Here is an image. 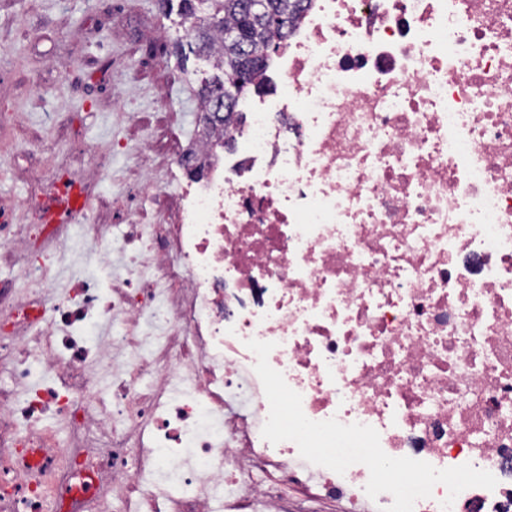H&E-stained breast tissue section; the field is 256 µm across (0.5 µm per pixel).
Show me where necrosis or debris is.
<instances>
[{"mask_svg": "<svg viewBox=\"0 0 512 512\" xmlns=\"http://www.w3.org/2000/svg\"><path fill=\"white\" fill-rule=\"evenodd\" d=\"M237 111L160 239L125 236V287L29 266L0 512H290L291 488L386 512L364 464L263 438L251 339L310 420L497 480L414 512H512V0H305Z\"/></svg>", "mask_w": 512, "mask_h": 512, "instance_id": "necrosis-or-debris-1", "label": "necrosis or debris"}]
</instances>
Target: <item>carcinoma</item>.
<instances>
[{
	"label": "carcinoma",
	"mask_w": 512,
	"mask_h": 512,
	"mask_svg": "<svg viewBox=\"0 0 512 512\" xmlns=\"http://www.w3.org/2000/svg\"><path fill=\"white\" fill-rule=\"evenodd\" d=\"M181 14L192 18L195 24L192 30L200 27L204 11L206 17L216 16L219 21L212 25L205 36V56L209 57L214 49L215 34L221 35L223 70L213 74L216 80L224 79V112L233 111L239 99L250 88H261V77L270 56V47L274 38L284 39L288 35V22L301 11L303 0H181ZM247 32L248 53L260 61L251 76V86L243 87L233 80L232 69L243 53L241 42L235 34Z\"/></svg>",
	"instance_id": "carcinoma-1"
}]
</instances>
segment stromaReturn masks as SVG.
<instances>
[{
  "instance_id": "obj_1",
  "label": "stroma",
  "mask_w": 512,
  "mask_h": 512,
  "mask_svg": "<svg viewBox=\"0 0 512 512\" xmlns=\"http://www.w3.org/2000/svg\"><path fill=\"white\" fill-rule=\"evenodd\" d=\"M193 45L160 0H0V218L10 224L0 241L41 221L16 206L27 190L18 161L30 154L51 176L99 170L84 221L102 228L131 219L127 190L151 177L155 187L132 219L160 231L178 202L172 160L198 131L207 62ZM75 121L86 147L80 162ZM63 232L71 253L53 271L57 292L78 272L107 286L124 278L120 236L101 265L84 252L83 226L70 222Z\"/></svg>"
}]
</instances>
